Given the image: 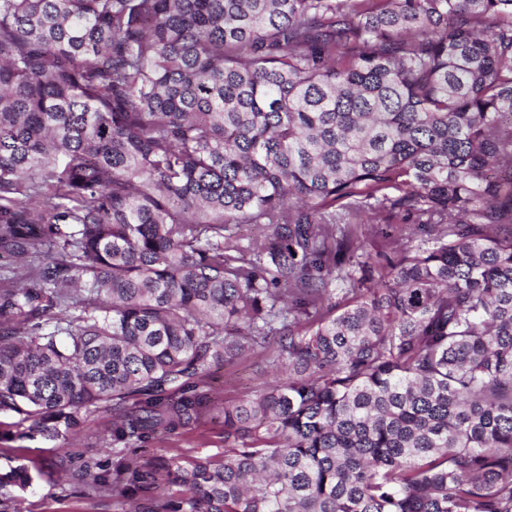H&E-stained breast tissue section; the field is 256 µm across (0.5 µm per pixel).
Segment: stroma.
I'll list each match as a JSON object with an SVG mask.
<instances>
[{"mask_svg":"<svg viewBox=\"0 0 512 512\" xmlns=\"http://www.w3.org/2000/svg\"><path fill=\"white\" fill-rule=\"evenodd\" d=\"M357 236L363 253L390 252L394 241L420 243L423 235L411 224H362ZM277 376L261 358L252 356L235 364L212 367L202 384L213 401L212 408L190 426L174 434H162L144 444L127 448V456L154 464L174 456L203 460L224 449L225 402L261 392ZM67 451V465H60V451ZM26 466L33 483L26 490L0 488V512H125L111 487L90 489L86 468L112 471V413L98 410L84 414L80 431L56 439L43 437L30 423L13 413L0 414V472Z\"/></svg>","mask_w":512,"mask_h":512,"instance_id":"35a3bbf8","label":"stroma"}]
</instances>
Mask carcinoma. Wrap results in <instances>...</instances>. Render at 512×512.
Returning a JSON list of instances; mask_svg holds the SVG:
<instances>
[{
  "mask_svg": "<svg viewBox=\"0 0 512 512\" xmlns=\"http://www.w3.org/2000/svg\"><path fill=\"white\" fill-rule=\"evenodd\" d=\"M366 217L428 239L353 263ZM0 252V413L50 438L286 374L127 512H512V0H0ZM232 231L236 237L229 240V244L241 247L248 246L253 240L264 239L270 234V229L265 224H248Z\"/></svg>",
  "mask_w": 512,
  "mask_h": 512,
  "instance_id": "carcinoma-1",
  "label": "carcinoma"
}]
</instances>
